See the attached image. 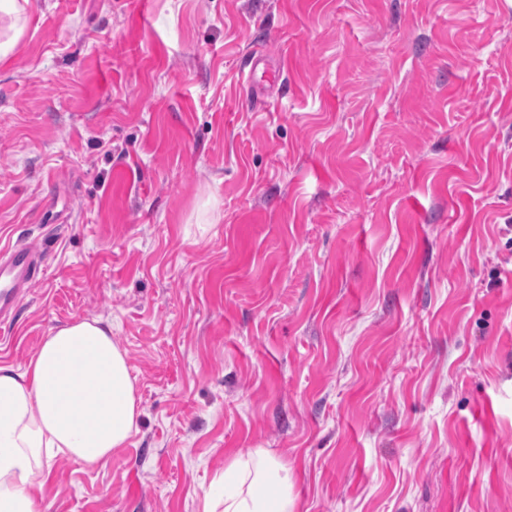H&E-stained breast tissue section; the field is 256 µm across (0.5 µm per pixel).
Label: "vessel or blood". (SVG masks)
Returning a JSON list of instances; mask_svg holds the SVG:
<instances>
[{"label": "vessel or blood", "mask_w": 512, "mask_h": 512, "mask_svg": "<svg viewBox=\"0 0 512 512\" xmlns=\"http://www.w3.org/2000/svg\"><path fill=\"white\" fill-rule=\"evenodd\" d=\"M42 260L29 246L0 250V320L6 319L24 293L38 281Z\"/></svg>", "instance_id": "obj_1"}]
</instances>
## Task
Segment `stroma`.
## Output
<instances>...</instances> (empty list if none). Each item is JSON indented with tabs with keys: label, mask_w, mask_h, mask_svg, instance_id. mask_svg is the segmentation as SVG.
I'll list each match as a JSON object with an SVG mask.
<instances>
[{
	"label": "stroma",
	"mask_w": 512,
	"mask_h": 512,
	"mask_svg": "<svg viewBox=\"0 0 512 512\" xmlns=\"http://www.w3.org/2000/svg\"><path fill=\"white\" fill-rule=\"evenodd\" d=\"M0 61V365L102 317L139 429L42 512H512V0H29ZM283 69L244 108L251 49ZM41 257L28 245L0 251V320L6 319L24 293L38 281ZM286 471L261 448L236 458L224 468L219 480L224 494L207 492L204 512H294L288 475H281Z\"/></svg>",
	"instance_id": "1"
}]
</instances>
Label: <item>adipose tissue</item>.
<instances>
[{
	"label": "adipose tissue",
	"mask_w": 512,
	"mask_h": 512,
	"mask_svg": "<svg viewBox=\"0 0 512 512\" xmlns=\"http://www.w3.org/2000/svg\"><path fill=\"white\" fill-rule=\"evenodd\" d=\"M140 416L110 322L65 324L25 369L0 366V512H39L52 459L102 465L137 432ZM283 470L260 448L234 459L220 478L223 494H207L204 512H295Z\"/></svg>",
	"instance_id": "ef3b65f1"
}]
</instances>
